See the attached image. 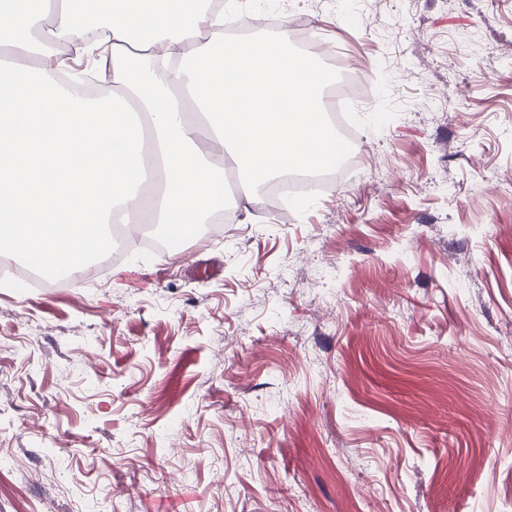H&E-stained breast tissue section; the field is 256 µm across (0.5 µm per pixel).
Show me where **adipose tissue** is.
I'll return each mask as SVG.
<instances>
[{
	"mask_svg": "<svg viewBox=\"0 0 512 512\" xmlns=\"http://www.w3.org/2000/svg\"><path fill=\"white\" fill-rule=\"evenodd\" d=\"M211 0H0V251L78 265L129 219L180 233L224 209V161L260 187L336 158L329 77L287 37L234 40ZM102 32L112 90L89 98L65 53Z\"/></svg>",
	"mask_w": 512,
	"mask_h": 512,
	"instance_id": "adipose-tissue-1",
	"label": "adipose tissue"
}]
</instances>
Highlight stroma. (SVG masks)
Returning a JSON list of instances; mask_svg holds the SVG:
<instances>
[{
    "label": "stroma",
    "mask_w": 512,
    "mask_h": 512,
    "mask_svg": "<svg viewBox=\"0 0 512 512\" xmlns=\"http://www.w3.org/2000/svg\"><path fill=\"white\" fill-rule=\"evenodd\" d=\"M240 4L381 75L378 164L0 281V512H512V0Z\"/></svg>",
    "instance_id": "obj_1"
}]
</instances>
